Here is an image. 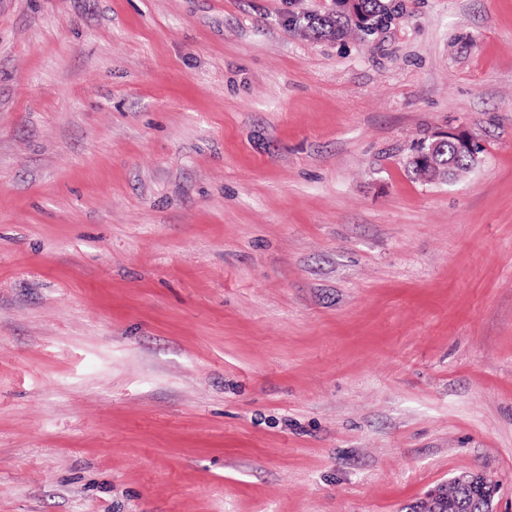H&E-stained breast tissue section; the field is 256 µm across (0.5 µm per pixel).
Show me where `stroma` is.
Wrapping results in <instances>:
<instances>
[{"label": "stroma", "instance_id": "35a3bbf8", "mask_svg": "<svg viewBox=\"0 0 512 512\" xmlns=\"http://www.w3.org/2000/svg\"><path fill=\"white\" fill-rule=\"evenodd\" d=\"M395 2L0 0V512H512V0ZM365 20H369L374 28L388 26L394 16L387 0H359ZM446 142L454 143L460 152L470 157L471 166L469 169L478 162L481 152L479 151V143L473 137L463 132H443L434 135L428 143L423 142L412 158L410 162L412 170L415 168L416 162L422 170L421 173L416 174L418 177L429 182H446L454 177L449 173L448 168L461 170L469 166V158L458 154L450 144L445 146L442 151V158L448 167H443L440 164L436 153L440 145ZM464 487H473L479 490L480 494L475 493V498L481 509L480 512H493L492 501L498 492V486L484 474L475 471L462 472L451 478L444 488H439L431 493L428 500L431 501L430 508L433 511L427 512H444L443 508L446 505H448L446 512H474L468 510L471 501L469 492L463 491L456 497L458 491ZM452 497L456 498L448 503V499Z\"/></svg>", "mask_w": 512, "mask_h": 512}]
</instances>
